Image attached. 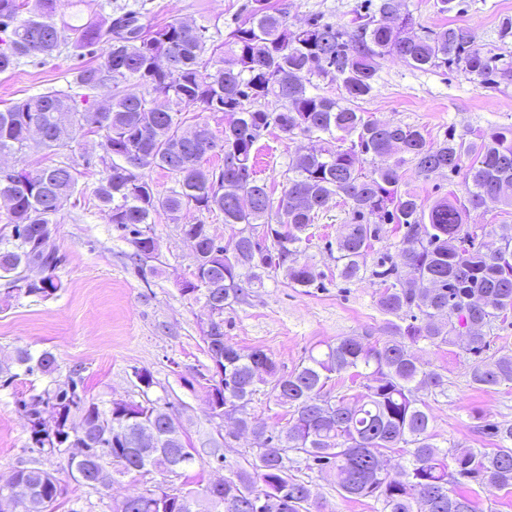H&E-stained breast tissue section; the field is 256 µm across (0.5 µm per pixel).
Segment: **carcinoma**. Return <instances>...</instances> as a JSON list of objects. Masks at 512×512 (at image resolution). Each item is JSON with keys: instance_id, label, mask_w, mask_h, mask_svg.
I'll use <instances>...</instances> for the list:
<instances>
[{"instance_id": "carcinoma-1", "label": "carcinoma", "mask_w": 512, "mask_h": 512, "mask_svg": "<svg viewBox=\"0 0 512 512\" xmlns=\"http://www.w3.org/2000/svg\"><path fill=\"white\" fill-rule=\"evenodd\" d=\"M402 6L403 0H379L382 15L401 10L393 27L377 25L369 10L346 25L315 15L295 26L288 7L249 0L245 18L217 43L204 27L191 34L177 21L152 25L127 4L102 18L77 14L70 22L59 15L58 0H0V74L13 73L31 58L54 60L70 49L97 60L76 68L65 85L0 110V155L31 146L58 154L90 133L101 135L112 154L101 159L104 176L96 194L110 223L132 234L134 256L154 257L158 242L148 225L165 215L183 238L200 240L197 270L209 275L215 295L229 307L246 289L264 287L270 271L285 270L295 288L314 284L313 268L297 261L299 245L335 197L351 204V219L336 238L344 280L361 277L381 225L403 231L401 263L382 257L372 275L383 285L380 311L413 322L404 327L388 322L393 338L382 343L342 338L279 376L263 350L245 353L229 345L219 318L204 342L210 353L215 345L224 349L220 403L239 408L240 427L267 437V445L256 449L254 473L227 465L230 477L222 491L159 482L127 498L122 512H154L148 500L156 495L172 502L169 512H213L221 493L224 512H311L308 484L289 474L293 463L334 473L341 495L372 498L380 512H479L475 487L512 489V426L484 425L499 442L491 450L451 454L439 448L419 391L442 390L445 380L425 370L407 345L420 340L435 347L457 345L470 361L473 386L512 383V354L484 357L487 330L512 313V232L484 226L490 242L476 247L465 224L470 212L489 202L512 206V128L472 139L450 131L433 146L419 128L366 119L354 106L372 91L387 56L419 70L461 69L489 88L512 83V62L482 52L464 28L424 30ZM315 79L340 82L345 96L316 92ZM106 84L112 97L99 107L93 94ZM173 102L224 113V135L206 122L196 140L183 138L184 121L172 111ZM272 126L289 138L315 139L309 150L289 159L291 176L277 200L253 170L255 145ZM214 150L239 162L238 187L255 199L251 209L224 200L225 166L203 167L204 156ZM361 155L385 163L367 175L357 166ZM408 161L422 176L437 170L463 174L462 195L424 206L400 190ZM151 167L173 174L176 188L155 193L145 174ZM76 186L75 169L65 162L24 172L21 186L0 168V194L7 189L14 195L7 223L15 242L0 246V278L9 279L8 293L19 287L22 272L34 267L44 275L26 284L25 295L48 297L62 288L55 274L61 259L53 250L43 251L39 240L55 231ZM190 207L219 211L224 223L242 228L216 250L210 225L179 223ZM256 224L263 225L262 234L247 233ZM402 268L408 271L404 280ZM10 360L26 373L57 371L48 350L34 355L18 348ZM342 372L364 379L363 392L352 403L323 394L332 376ZM269 383L276 401L292 409L291 424L275 435L247 412L260 385ZM44 404L60 409L58 434L73 446L109 449L103 462L112 473H170L166 455L145 462L126 452L129 437L150 419L153 402L132 403L115 413L83 401L74 382L68 389L45 390L24 404L30 451L61 457L62 442L37 429ZM401 446L408 458L398 472L377 468L379 457ZM11 477L28 483L43 512H56L63 487L54 473L34 466Z\"/></svg>"}]
</instances>
